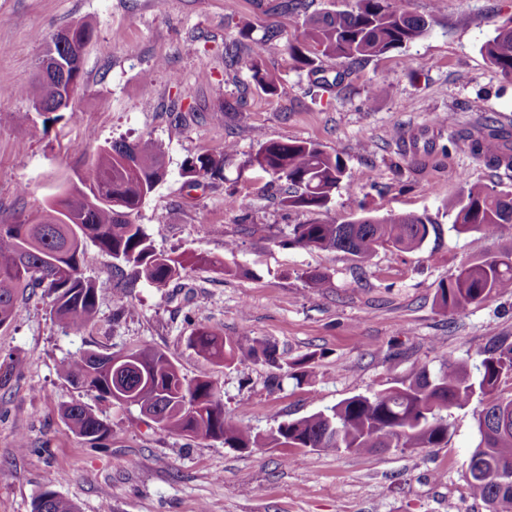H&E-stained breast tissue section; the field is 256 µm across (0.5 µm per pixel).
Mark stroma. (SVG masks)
Here are the masks:
<instances>
[{
    "label": "stroma",
    "instance_id": "1",
    "mask_svg": "<svg viewBox=\"0 0 512 512\" xmlns=\"http://www.w3.org/2000/svg\"><path fill=\"white\" fill-rule=\"evenodd\" d=\"M406 5L430 21L419 39L351 68L266 57L263 67L279 77L269 96L248 69L226 72L224 44L249 48L271 26L295 40L304 17L281 0H166L161 8L155 0H0V113L25 117L0 128V214L27 218L85 179L98 147L150 139L164 151L166 174L133 220L157 250L210 259L163 289L125 268L131 287L121 312L114 261L97 253L87 271L97 314L78 333L58 321L46 294L20 298L21 318L0 327V512H32L47 488L78 512H489L465 475L478 441L469 407L449 410L448 441L438 448L318 450L291 466L281 447L171 435L139 407L99 399L58 374L63 360L87 351L148 345L186 381L213 382L228 417L264 438L283 420L400 385L423 366L438 370L446 356L476 363L491 337L512 336V293L462 317L435 302L439 283L462 264L512 248V234L452 230L449 214L462 181L512 190V171L488 168L463 144L485 118L512 120V78L481 51L512 20V0ZM77 23L93 29L83 89L47 126L17 89L38 75L51 35ZM344 69L342 87L315 85L316 75ZM377 82L382 90L370 96ZM268 140L313 141L344 160L350 179L328 209L284 206L280 183L245 166ZM229 141L237 154L223 178L190 186L185 161ZM231 192L246 197L245 209L226 206ZM401 213L436 224L421 249H382L362 263L290 241L296 224ZM312 273L323 287L310 286ZM200 327L243 348L266 341L279 361L206 360L189 344ZM309 356L316 377L297 383L291 365ZM75 402L111 426L100 447L62 419L61 407Z\"/></svg>",
    "mask_w": 512,
    "mask_h": 512
}]
</instances>
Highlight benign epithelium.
Wrapping results in <instances>:
<instances>
[{"label":"benign epithelium","instance_id":"obj_1","mask_svg":"<svg viewBox=\"0 0 512 512\" xmlns=\"http://www.w3.org/2000/svg\"><path fill=\"white\" fill-rule=\"evenodd\" d=\"M85 48V39L71 26L54 34L40 62V75L59 110L71 101L72 95L64 93V83L68 71L81 67Z\"/></svg>","mask_w":512,"mask_h":512}]
</instances>
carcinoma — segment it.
Wrapping results in <instances>:
<instances>
[{
	"label": "carcinoma",
	"mask_w": 512,
	"mask_h": 512,
	"mask_svg": "<svg viewBox=\"0 0 512 512\" xmlns=\"http://www.w3.org/2000/svg\"><path fill=\"white\" fill-rule=\"evenodd\" d=\"M429 21L407 10L397 0H356L344 12H323L304 20V29L294 43H282L281 32L267 28L252 42L251 77L268 95L277 92V77L262 68L261 60L283 51L302 67L313 68L319 56L341 59L353 66L380 58L423 36ZM482 52L502 76L512 78V23L497 29L482 46ZM15 93L36 102L44 97V83L37 79ZM509 132L488 119L477 133L465 137L469 152L490 168L512 169ZM237 155L235 145L224 144L218 153H202L185 161L184 173L195 184L221 177L224 164ZM244 165L284 182L289 207L326 210L346 178V166L315 142L268 141ZM164 176L160 148L150 139L119 140L101 147L94 157L88 183L73 187L48 203L30 220L0 216V327L20 317L19 295L29 288H42L52 297L59 320L74 332L88 326L96 315L95 281L85 276L94 256L92 242L117 263L138 269L158 288L179 280L189 258L155 250L140 224L132 222L147 197ZM453 229L478 231L487 236L512 230V192L497 186L465 185L451 205ZM436 231L435 223L413 215L374 217L360 224L315 222L295 224L291 230L296 245L335 249L370 261L378 249L420 248ZM56 267H50V262ZM512 292V250L494 253L463 264L448 280L439 283L436 303L445 311L465 314L475 304ZM190 345L208 359L236 357V346L208 330H197ZM132 362L125 376L112 373L110 355L90 351L80 358L60 363V377L97 392L105 400L128 389L138 402L153 409L155 423L171 434L190 439H220L228 448L258 445L257 436L224 415V404L213 384L187 382L162 352L143 346L131 350ZM253 361L277 362L275 347L257 341L242 352ZM512 381V341L495 337L480 352V361L469 369L461 359H448L432 372L421 367L399 387L371 396L355 395L328 411L282 421L271 442L295 448L298 460L311 450L366 452L377 448H438L448 441V420L442 412L462 409L479 400L475 420L478 443L468 463L472 493L490 512H512V481L503 484V474L512 477V395L503 397L500 387ZM69 428L91 446L105 440L110 426L75 403L62 409ZM47 489L33 503V512H77L72 502L57 495L48 501Z\"/></svg>",
	"instance_id": "carcinoma-1"
}]
</instances>
